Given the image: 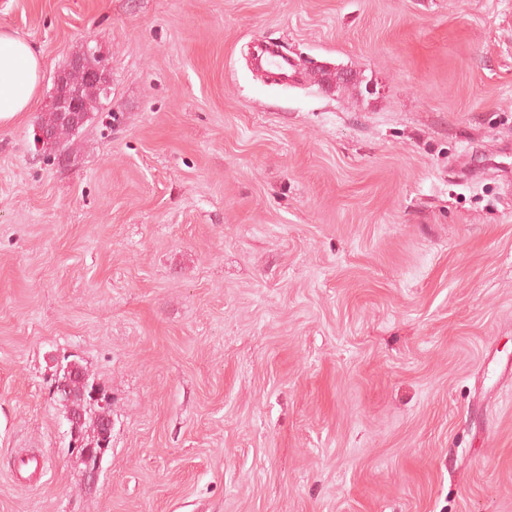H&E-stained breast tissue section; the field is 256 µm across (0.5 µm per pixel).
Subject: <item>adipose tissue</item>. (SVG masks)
I'll return each instance as SVG.
<instances>
[{"label": "adipose tissue", "instance_id": "adipose-tissue-1", "mask_svg": "<svg viewBox=\"0 0 512 512\" xmlns=\"http://www.w3.org/2000/svg\"><path fill=\"white\" fill-rule=\"evenodd\" d=\"M42 61L25 39L0 30V127L14 124L34 105Z\"/></svg>", "mask_w": 512, "mask_h": 512}]
</instances>
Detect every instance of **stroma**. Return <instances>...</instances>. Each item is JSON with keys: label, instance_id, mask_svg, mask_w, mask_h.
I'll return each instance as SVG.
<instances>
[{"label": "stroma", "instance_id": "35a3bbf8", "mask_svg": "<svg viewBox=\"0 0 512 512\" xmlns=\"http://www.w3.org/2000/svg\"><path fill=\"white\" fill-rule=\"evenodd\" d=\"M0 30L43 64L0 128V512H512V0H0ZM86 45L112 96L37 153ZM52 353L112 394L92 481ZM255 61L259 67L272 71L281 81L288 82L292 77V64L288 57L272 52L271 48L265 45L258 46ZM65 417L68 423L66 433L68 437V448L72 455L78 457L85 464L86 476L90 479H94L97 476L99 464L109 447L112 426H109L108 432L104 434L99 448H96L95 445L85 446L81 440L76 420L71 414H67Z\"/></svg>", "mask_w": 512, "mask_h": 512}]
</instances>
